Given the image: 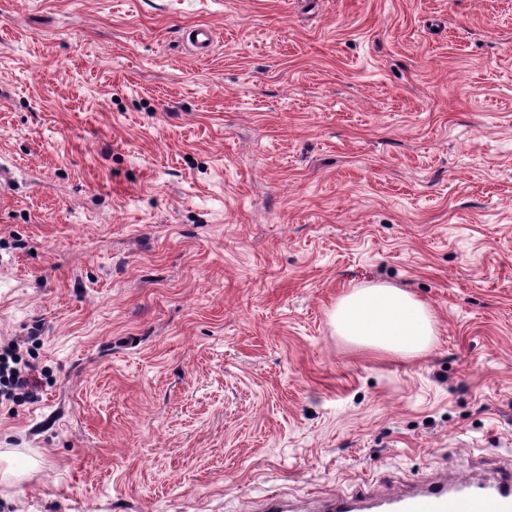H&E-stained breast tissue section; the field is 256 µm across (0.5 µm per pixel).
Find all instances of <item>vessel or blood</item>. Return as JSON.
Masks as SVG:
<instances>
[{
    "label": "vessel or blood",
    "instance_id": "obj_1",
    "mask_svg": "<svg viewBox=\"0 0 512 512\" xmlns=\"http://www.w3.org/2000/svg\"><path fill=\"white\" fill-rule=\"evenodd\" d=\"M316 512H512V477L442 476L401 492L367 490L328 499Z\"/></svg>",
    "mask_w": 512,
    "mask_h": 512
}]
</instances>
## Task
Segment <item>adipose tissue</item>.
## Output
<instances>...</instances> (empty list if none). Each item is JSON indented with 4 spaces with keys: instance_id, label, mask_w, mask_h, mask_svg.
Instances as JSON below:
<instances>
[{
    "instance_id": "obj_1",
    "label": "adipose tissue",
    "mask_w": 512,
    "mask_h": 512,
    "mask_svg": "<svg viewBox=\"0 0 512 512\" xmlns=\"http://www.w3.org/2000/svg\"><path fill=\"white\" fill-rule=\"evenodd\" d=\"M331 319L346 342L401 360L424 356L435 343L432 310L393 286L352 289L337 299Z\"/></svg>"
}]
</instances>
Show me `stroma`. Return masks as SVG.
Instances as JSON below:
<instances>
[{
	"instance_id": "35a3bbf8",
	"label": "stroma",
	"mask_w": 512,
	"mask_h": 512,
	"mask_svg": "<svg viewBox=\"0 0 512 512\" xmlns=\"http://www.w3.org/2000/svg\"><path fill=\"white\" fill-rule=\"evenodd\" d=\"M371 284L428 355L336 335ZM35 326L0 512L512 471V0H0V344ZM331 319L346 342L401 360L422 357L435 343L432 310L393 286L352 289L337 299Z\"/></svg>"
}]
</instances>
